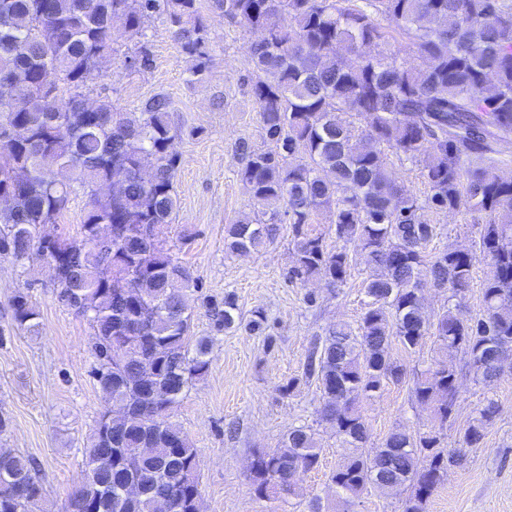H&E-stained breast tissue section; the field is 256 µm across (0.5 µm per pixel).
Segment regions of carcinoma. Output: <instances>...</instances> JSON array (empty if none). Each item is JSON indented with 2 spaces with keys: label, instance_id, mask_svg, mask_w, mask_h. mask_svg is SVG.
I'll return each mask as SVG.
<instances>
[{
  "label": "carcinoma",
  "instance_id": "obj_1",
  "mask_svg": "<svg viewBox=\"0 0 512 512\" xmlns=\"http://www.w3.org/2000/svg\"><path fill=\"white\" fill-rule=\"evenodd\" d=\"M9 11L0 28V258L20 263L41 218L57 223L73 194L87 196L76 234L46 246L70 285L57 299L86 318L112 353V368L95 351L92 377L104 406L83 448L97 472L78 488L66 512H199L198 449L171 411L190 385L209 372L208 337L190 336V296L198 287L191 265L170 236L178 208L174 179L179 137L164 97L123 112L109 96L79 111L88 76L115 60L113 19L125 36H145L165 18L190 72L206 69L212 49L200 0H0ZM211 12L254 36L251 85L270 150L240 144L238 175L258 212L224 225V249L259 253L274 243L279 224L291 226L294 267L289 278L342 285L356 258L368 301L357 325L336 323L311 342L302 379L321 395L318 413L349 449L331 475L336 496L353 505L375 491L404 486L403 512L427 502L460 454L442 446L455 420L458 374L448 358L461 351L474 382L502 375L512 360V176L501 174L500 147L512 141V0H209ZM289 24H284V19ZM406 40L419 63L392 49L390 31ZM64 122L53 125V113ZM419 164L424 201L388 169L390 156ZM26 185L12 192L14 167ZM483 212L470 246L430 247L438 236L431 210L462 206ZM335 221L314 223L322 210ZM112 226V242L93 244L94 227ZM336 239V244L328 240ZM487 266L481 307L462 318L457 307L430 313L420 283L428 280L465 298L477 257ZM236 304L224 297L217 324L230 329ZM40 310L25 290L12 296V324L31 333ZM439 357L413 381L412 396L430 412V427L392 430L370 446L364 403L388 382L406 376L392 341L411 354L425 339ZM154 406L161 420L141 414L104 440L112 406ZM497 413L490 399L470 418L462 444L481 443ZM319 463L308 426L288 429L277 446L256 450L249 465L260 499L299 495V475ZM135 478L144 492L124 495ZM44 493L31 461L0 448V512H30Z\"/></svg>",
  "mask_w": 512,
  "mask_h": 512
}]
</instances>
